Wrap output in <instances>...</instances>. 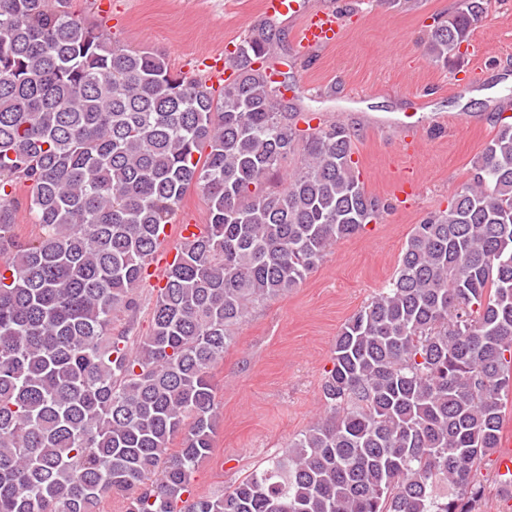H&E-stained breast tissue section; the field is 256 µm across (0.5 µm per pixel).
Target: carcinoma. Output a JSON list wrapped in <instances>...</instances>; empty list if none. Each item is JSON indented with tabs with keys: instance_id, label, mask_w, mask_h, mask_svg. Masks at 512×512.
<instances>
[{
	"instance_id": "carcinoma-1",
	"label": "carcinoma",
	"mask_w": 512,
	"mask_h": 512,
	"mask_svg": "<svg viewBox=\"0 0 512 512\" xmlns=\"http://www.w3.org/2000/svg\"><path fill=\"white\" fill-rule=\"evenodd\" d=\"M487 0L430 31L444 66ZM252 28L216 92L129 50L70 0H0V512H475L512 394V120L471 181L415 225L385 287L343 324L325 411L231 491L197 496L214 448L210 371L249 310L300 285L337 240L381 218L344 124L299 129ZM279 191L263 189L297 151ZM29 188L39 234L12 233ZM183 238L153 332L112 333L185 192ZM180 438V448L168 445ZM207 205L200 192L191 187L183 197L181 205L173 219L172 224H168L171 230V243L175 248L181 239V229L183 224H205Z\"/></svg>"
}]
</instances>
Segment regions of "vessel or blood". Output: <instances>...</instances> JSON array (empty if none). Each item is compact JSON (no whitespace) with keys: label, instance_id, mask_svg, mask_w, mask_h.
Listing matches in <instances>:
<instances>
[{"label":"vessel or blood","instance_id":"obj_1","mask_svg":"<svg viewBox=\"0 0 512 512\" xmlns=\"http://www.w3.org/2000/svg\"><path fill=\"white\" fill-rule=\"evenodd\" d=\"M260 6L266 15L298 19L295 42L302 49L332 43L341 34V19L336 13H306L299 0H261Z\"/></svg>","mask_w":512,"mask_h":512}]
</instances>
